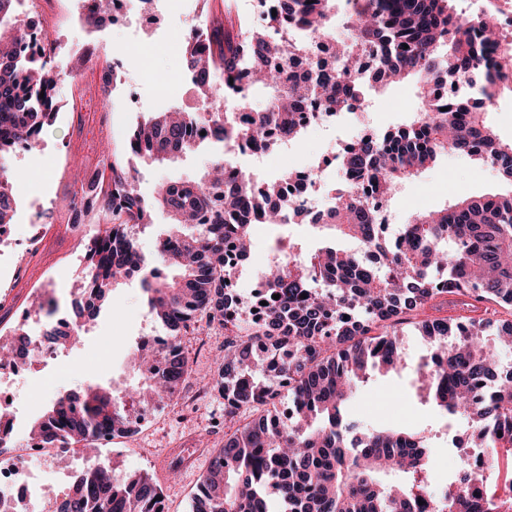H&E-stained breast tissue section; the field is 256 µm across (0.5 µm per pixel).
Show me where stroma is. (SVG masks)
Wrapping results in <instances>:
<instances>
[{"label":"stroma","mask_w":512,"mask_h":512,"mask_svg":"<svg viewBox=\"0 0 512 512\" xmlns=\"http://www.w3.org/2000/svg\"><path fill=\"white\" fill-rule=\"evenodd\" d=\"M227 4L242 16L250 7L249 0H206L202 5L197 0H182L180 9H159L149 0L144 6V25L90 26L80 19L73 30L58 34L62 52L53 66L64 79L56 119L43 129L37 151L19 152L11 167L15 238L25 237L29 231L33 201H40L46 222L62 218L64 201L86 165L99 161L101 152L111 149L113 138L123 137L149 113L168 109L171 104L154 93V78L183 74L180 48L192 24L190 12L201 6L213 13ZM88 40L101 45V64H111L114 56H121L126 77L137 87L136 94L125 91L116 100L108 95L74 98L72 79L65 71L77 64L71 49ZM419 105L415 84L389 85L367 92L364 118L382 134L408 123ZM356 133L350 122L339 129L303 136L289 151L291 167L311 168L320 155L339 152ZM219 152L218 146L205 144L195 153L167 163H140L142 194L152 196L161 184L171 180L198 178ZM503 185L502 175L489 165L460 155L445 157L397 187L390 202L386 236H397L416 212L440 209L463 196L494 193ZM287 236L300 240L310 250L324 245L348 251L356 247L351 239L325 234L308 224L255 225L250 258L236 280L242 300H249L255 272L266 266L269 252ZM84 267V254L77 250L75 239L63 233L46 237L40 251L30 258L16 246L0 245V338L10 339L13 330L22 326L23 314L44 322L45 313L35 309V302L50 299L59 311L73 313L80 299L78 272ZM153 327L136 281L116 285L100 316L84 334L82 344L66 350L44 370L29 374L19 384L16 405L27 409V422H34L42 413L40 407H29V397L47 403L93 379L119 387L135 383L139 377L131 362L135 340ZM399 339L404 363L386 373H373L350 402L347 414L358 426L368 429L400 426L429 434L432 487L437 490L447 482L454 458L448 453L447 441L435 435L440 419L423 398L417 381L416 369L429 347L412 326L405 327ZM181 343L191 375L179 396L148 413L134 434L114 438L94 453L98 460L110 463L119 476L152 475L163 489L168 512H191L199 478L207 470L214 450L224 443V400L215 392L204 396L199 393L201 387L214 381L224 355V332L202 319L184 333Z\"/></svg>","instance_id":"35a3bbf8"}]
</instances>
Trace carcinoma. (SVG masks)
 <instances>
[{"label":"carcinoma","instance_id":"1","mask_svg":"<svg viewBox=\"0 0 512 512\" xmlns=\"http://www.w3.org/2000/svg\"><path fill=\"white\" fill-rule=\"evenodd\" d=\"M454 0H346L350 43L338 45L331 69L315 60L318 38L334 39L335 6L330 0H279L276 16L257 28L246 19L214 20L212 30H190L183 59L202 99L200 112H154L129 132L121 148L101 161L112 194L100 205L103 227L86 254V298L77 316L91 322L112 288L139 273L148 314L171 343L151 354L142 382L116 393L98 383L58 395L32 423L48 448L87 447L99 432L130 433L154 404L156 391L175 395L189 376L181 336L203 314L224 327V363L218 368L224 398V445L201 476L192 512H416L432 502V512H512V496L488 495L477 504L465 492L428 498L430 447L404 427L369 430L353 438L343 406L371 372L390 371L404 359L397 330L443 295H461L470 316H431L419 322L420 335L443 365L419 368L427 401L448 419L463 417L477 433L476 446L499 459L512 457V369L497 375L498 346L512 342V322L483 340L493 321L490 306L512 309V141L500 140L488 113L468 98L442 110L430 99L429 83L451 70L475 81L478 58L468 31L445 42L456 26ZM16 0H0V153L30 146L57 111L59 77L49 67L25 59ZM378 46L375 83L413 80L423 111L396 131L360 138L344 155L352 171L363 169L391 195L402 182L461 154L499 169L507 193L468 197L449 207L414 215L388 243L365 195L347 188L335 198L331 220L305 224L339 231L371 249L374 263L358 254L324 246L306 253L289 243L293 256L270 265L265 286L279 295L261 323L239 315V299L224 291L230 268L226 252L250 256L256 224L285 223L284 210L301 214L294 199L283 206V188L292 173L264 185L244 172L224 170V155L198 180L170 181L152 198L139 189L134 159L163 162L196 146L193 127L208 124L211 142L251 141L274 151L302 135L299 113L306 102L334 112L366 97L357 78L360 49ZM301 53L308 69L290 60ZM271 91L264 111L231 117L224 106L245 107L258 84ZM166 215L161 251L146 253L133 230ZM12 175L0 167V227L13 223ZM445 287H439V283ZM307 298H301V295ZM24 360L29 336L0 344V354ZM288 377L295 406L285 426L275 411ZM161 488L149 474L115 478L113 469L87 466L52 512H152ZM424 504H419V501Z\"/></svg>","mask_w":512,"mask_h":512}]
</instances>
